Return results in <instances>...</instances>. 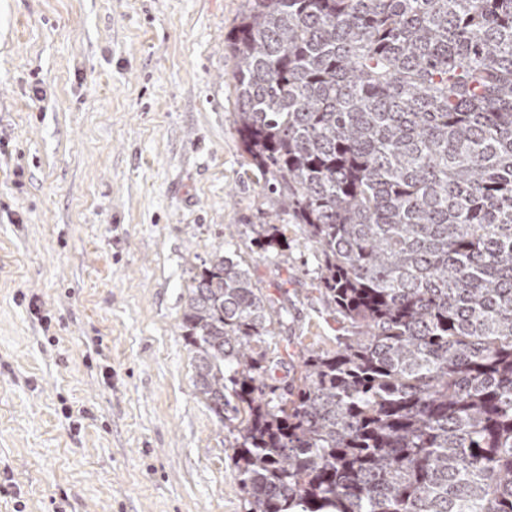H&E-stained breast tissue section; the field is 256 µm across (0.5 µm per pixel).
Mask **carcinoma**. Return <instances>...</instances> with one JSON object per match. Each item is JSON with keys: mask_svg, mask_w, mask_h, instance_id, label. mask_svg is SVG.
Segmentation results:
<instances>
[{"mask_svg": "<svg viewBox=\"0 0 512 512\" xmlns=\"http://www.w3.org/2000/svg\"><path fill=\"white\" fill-rule=\"evenodd\" d=\"M247 2L238 133L350 329L285 356L248 268L194 274L180 328L246 512H512V0Z\"/></svg>", "mask_w": 512, "mask_h": 512, "instance_id": "1", "label": "carcinoma"}]
</instances>
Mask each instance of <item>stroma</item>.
I'll use <instances>...</instances> for the list:
<instances>
[{
  "instance_id": "1",
  "label": "stroma",
  "mask_w": 512,
  "mask_h": 512,
  "mask_svg": "<svg viewBox=\"0 0 512 512\" xmlns=\"http://www.w3.org/2000/svg\"><path fill=\"white\" fill-rule=\"evenodd\" d=\"M246 6L0 0V512H245L179 327L217 246L286 310L281 346H336L323 256L237 131Z\"/></svg>"
}]
</instances>
